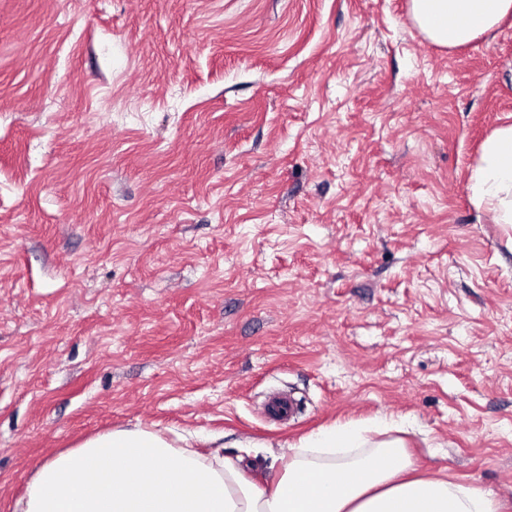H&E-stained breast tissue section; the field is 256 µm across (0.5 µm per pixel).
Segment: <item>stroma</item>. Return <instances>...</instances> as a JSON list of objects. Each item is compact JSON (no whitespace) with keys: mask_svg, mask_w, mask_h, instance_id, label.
Returning <instances> with one entry per match:
<instances>
[{"mask_svg":"<svg viewBox=\"0 0 512 512\" xmlns=\"http://www.w3.org/2000/svg\"><path fill=\"white\" fill-rule=\"evenodd\" d=\"M510 124L512 17L448 50L408 0H0V512L98 433L263 486L347 422L512 512V224L469 188Z\"/></svg>","mask_w":512,"mask_h":512,"instance_id":"stroma-1","label":"stroma"}]
</instances>
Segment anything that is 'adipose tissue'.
Listing matches in <instances>:
<instances>
[{
  "mask_svg": "<svg viewBox=\"0 0 512 512\" xmlns=\"http://www.w3.org/2000/svg\"><path fill=\"white\" fill-rule=\"evenodd\" d=\"M408 10L430 41L452 49L512 16V0H409ZM470 189L496 223H512V126L487 140ZM372 431L348 423L306 439L261 486L241 458L206 459L139 426L112 430L41 465L15 512H499L480 489L415 475L403 440Z\"/></svg>",
  "mask_w": 512,
  "mask_h": 512,
  "instance_id": "adipose-tissue-1",
  "label": "adipose tissue"
}]
</instances>
